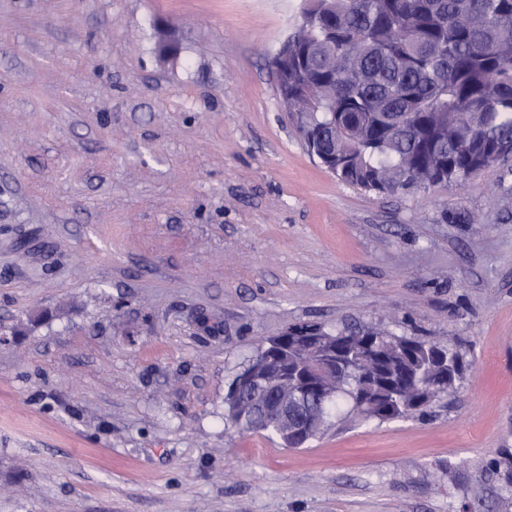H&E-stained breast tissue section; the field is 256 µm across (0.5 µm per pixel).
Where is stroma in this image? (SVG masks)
Instances as JSON below:
<instances>
[{
  "instance_id": "1",
  "label": "stroma",
  "mask_w": 512,
  "mask_h": 512,
  "mask_svg": "<svg viewBox=\"0 0 512 512\" xmlns=\"http://www.w3.org/2000/svg\"><path fill=\"white\" fill-rule=\"evenodd\" d=\"M301 0H0V512H512V162L378 195L311 157ZM178 52L160 56L163 32ZM458 350L423 420L298 448L224 422L267 338Z\"/></svg>"
}]
</instances>
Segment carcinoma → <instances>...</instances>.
I'll return each mask as SVG.
<instances>
[{
    "label": "carcinoma",
    "mask_w": 512,
    "mask_h": 512,
    "mask_svg": "<svg viewBox=\"0 0 512 512\" xmlns=\"http://www.w3.org/2000/svg\"><path fill=\"white\" fill-rule=\"evenodd\" d=\"M288 111L343 183L406 193L460 183L512 159V0H304L288 37ZM348 368L311 437L332 420L384 422L448 400L462 355L380 326L327 330ZM244 431L278 429L224 405ZM489 472L512 495V455Z\"/></svg>",
    "instance_id": "obj_1"
}]
</instances>
